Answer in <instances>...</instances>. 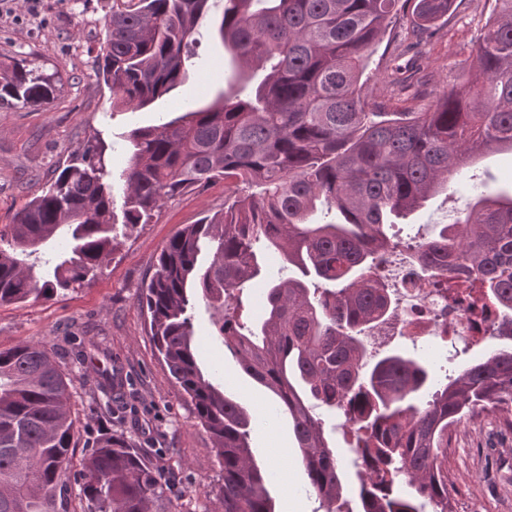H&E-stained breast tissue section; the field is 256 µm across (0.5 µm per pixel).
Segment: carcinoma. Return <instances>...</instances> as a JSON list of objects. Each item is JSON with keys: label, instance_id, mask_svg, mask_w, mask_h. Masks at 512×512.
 <instances>
[{"label": "carcinoma", "instance_id": "1", "mask_svg": "<svg viewBox=\"0 0 512 512\" xmlns=\"http://www.w3.org/2000/svg\"><path fill=\"white\" fill-rule=\"evenodd\" d=\"M451 0H415L407 48ZM214 0H113L96 68L112 110H137L181 87ZM402 0H224L216 37L231 55L224 88L181 114L87 138L43 193L0 230V305L53 300L92 282L128 232L175 196L224 181V207L162 249L140 304L171 378L209 433L223 472L216 512H279L255 461L252 414L199 364L194 319L288 415L297 462L325 512H451L448 429L480 412L512 426V344L446 381L422 361L370 349L391 316L381 265L386 227L439 193L468 186L488 151L512 153V0H494L471 72L416 112H385L368 93L371 49L394 32ZM403 87L407 68L380 73ZM62 78L26 57L0 61V109L45 106ZM474 203L413 252L412 273L482 290L491 334L512 341V190L472 187ZM290 273H271L268 256ZM263 288L244 320L240 293ZM74 385L43 341L0 350V512H159L163 472L124 437L101 436L74 467ZM342 419L347 460L324 430Z\"/></svg>", "mask_w": 512, "mask_h": 512}]
</instances>
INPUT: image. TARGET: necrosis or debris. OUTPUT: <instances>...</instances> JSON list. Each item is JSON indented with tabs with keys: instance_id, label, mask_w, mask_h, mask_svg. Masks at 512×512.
Here are the masks:
<instances>
[{
	"instance_id": "4bbe7bcc",
	"label": "necrosis or debris",
	"mask_w": 512,
	"mask_h": 512,
	"mask_svg": "<svg viewBox=\"0 0 512 512\" xmlns=\"http://www.w3.org/2000/svg\"><path fill=\"white\" fill-rule=\"evenodd\" d=\"M408 262L391 254L385 271L393 284L395 311L371 332L373 344H385L394 336H419L430 343L448 338L465 342L484 339L490 333L493 312L482 310L477 289L456 295L436 285L434 278L410 273Z\"/></svg>"
}]
</instances>
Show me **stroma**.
Here are the masks:
<instances>
[{"instance_id":"obj_1","label":"stroma","mask_w":512,"mask_h":512,"mask_svg":"<svg viewBox=\"0 0 512 512\" xmlns=\"http://www.w3.org/2000/svg\"><path fill=\"white\" fill-rule=\"evenodd\" d=\"M493 4L494 0H454L450 24L422 47L414 87L402 92L373 82V99L399 112L429 104L448 81L470 70L473 43ZM111 12L112 0H37L31 10L23 0L0 6V59L25 52L64 78L63 90L47 109L0 111V227L49 186L56 168L94 131L111 128L117 138L112 168L121 170L128 162L121 133L156 124L185 101L222 85L223 73L212 63L223 57L224 48L206 24L197 34V51L208 70L191 76L173 96L151 108L112 112V95L95 69ZM223 203L220 181L171 199L155 223L137 226L90 285L51 301L0 306V349L46 342L61 368L74 378L72 410L82 440L98 435L130 439L165 474V506L170 512H214L223 480L208 434L145 330L139 296L170 237ZM464 205L457 197L436 195L409 220L419 224V233L425 236L450 223L455 209ZM196 325L202 368L229 376L226 390L266 421L265 426H254L251 438L257 461L277 464L286 478L285 483L271 485L272 495L283 498L288 484L300 498L301 512H324L307 489L286 416L275 413L269 394L240 372L221 341L210 336L205 315H197ZM109 378L125 385L131 411L124 418L111 416L104 408L99 387ZM274 438L286 445V459L273 460L268 446ZM448 490L454 512H512V426L486 412L452 426Z\"/></svg>"}]
</instances>
